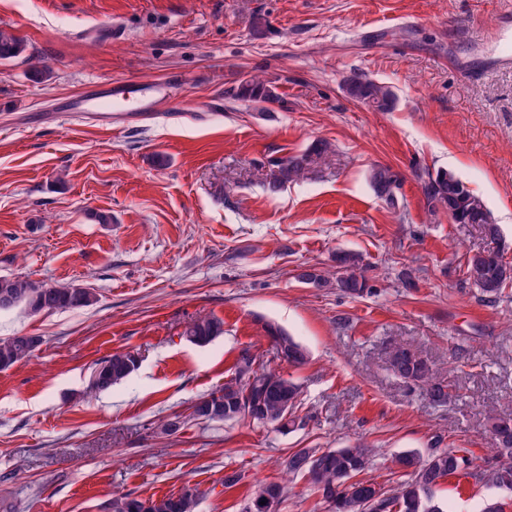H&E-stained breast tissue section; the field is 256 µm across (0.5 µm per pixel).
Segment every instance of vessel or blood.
Listing matches in <instances>:
<instances>
[{
	"mask_svg": "<svg viewBox=\"0 0 512 512\" xmlns=\"http://www.w3.org/2000/svg\"><path fill=\"white\" fill-rule=\"evenodd\" d=\"M494 42L497 53L495 65H512V29L506 23H499L486 34ZM165 84H154L134 89H124L101 83H93L79 95L70 98L64 105L68 112H90L105 117L115 112H147L155 105L156 94L165 92Z\"/></svg>",
	"mask_w": 512,
	"mask_h": 512,
	"instance_id": "1",
	"label": "vessel or blood"
}]
</instances>
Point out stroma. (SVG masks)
I'll return each instance as SVG.
<instances>
[{
    "label": "stroma",
    "mask_w": 512,
    "mask_h": 512,
    "mask_svg": "<svg viewBox=\"0 0 512 512\" xmlns=\"http://www.w3.org/2000/svg\"><path fill=\"white\" fill-rule=\"evenodd\" d=\"M512 0H0V27L25 44L0 62V276L75 285L88 307L0 312V338L41 337L0 372V512H105L112 497L201 492L196 512H243L285 482L278 512H327L308 479H288L299 448L371 445L366 476L396 487L392 457L434 443L486 464L488 414L512 415V284L481 301L469 256L491 249L476 224L429 212L428 176L453 171L498 224L512 263V67L476 44ZM119 25L115 41L89 27ZM359 72L391 86L393 110L348 98ZM257 76L272 111L233 96ZM177 83L152 112L61 118L90 82ZM330 150L306 177L268 189L280 158L315 140ZM401 178L396 208L374 195V165ZM108 223H99V215ZM360 254L370 292L302 283ZM224 323L191 343V320ZM274 324L308 351L278 359ZM396 346L451 386L446 403L397 377ZM131 351L139 367L93 393L95 364ZM301 386L298 425L189 419L231 378L242 351ZM182 428L165 434L166 419ZM240 483L224 486L229 470ZM448 512H512V490L451 477ZM223 333V322L207 316H200L191 321L184 332L189 341L199 346L210 343ZM286 494L285 486L280 482L263 483L249 498L244 512H276ZM261 501L266 504L261 505Z\"/></svg>",
    "instance_id": "stroma-1"
}]
</instances>
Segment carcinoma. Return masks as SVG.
<instances>
[{
    "label": "carcinoma",
    "mask_w": 512,
    "mask_h": 512,
    "mask_svg": "<svg viewBox=\"0 0 512 512\" xmlns=\"http://www.w3.org/2000/svg\"><path fill=\"white\" fill-rule=\"evenodd\" d=\"M24 51L23 42L11 31L0 28V60L18 57ZM348 97L379 112H386L395 104L391 87L354 73L343 81ZM236 96L257 103H275L278 95L264 81L255 76L243 81ZM328 152V143L316 141L309 151L291 155L278 161V176L272 187L306 176L314 158ZM369 183L377 197L389 208L398 206L397 192L400 177L388 166L370 170ZM423 194L431 212L445 209L456 224H480L487 238H499L497 225L490 221L481 200L476 197L453 172L440 170L424 181ZM335 281L315 268H306L298 279L306 284L324 288L335 284L345 294L361 297L371 293L367 288L364 270L357 254L339 251L335 256ZM466 280L480 291L487 301L501 297L505 287L512 283V265L503 261L494 251L477 252L468 257ZM9 307L22 305L32 313L53 312L91 305L96 296L86 288L72 285L39 286L19 277H0V302ZM224 333L223 322L207 316L191 321L185 336L192 343L204 346ZM273 347L282 360L294 366L307 361L306 349L293 337L276 328H268ZM41 339L33 336L0 338V371L30 357ZM390 370L399 378L421 386L428 399L442 404L448 399V385L435 377L432 368L413 349L395 347L389 352ZM138 366L135 355L116 351L96 368L98 381L90 382L92 391H105L127 379ZM301 395L300 385L257 361L244 352L237 361L235 376L224 386L196 400L206 409L209 421L248 419L258 425L288 430L295 426L294 410ZM248 399L254 406L251 413L241 410V401ZM493 435L490 449L497 463L479 467L461 448H433L426 457L405 451L393 459V464L405 477L397 487L381 493L373 504L369 499L376 493V483L362 474L371 468L372 449L362 445L355 448H300L286 461V474L306 476L321 494L329 512H448V503L439 499L435 490L440 481L458 475L470 477L497 487L512 489V418L495 414L487 416ZM286 494L279 482L263 483L249 498L244 512H277ZM201 492L194 488L179 495L160 499H143L125 494L112 499L109 512H195Z\"/></svg>",
    "instance_id": "1"
}]
</instances>
